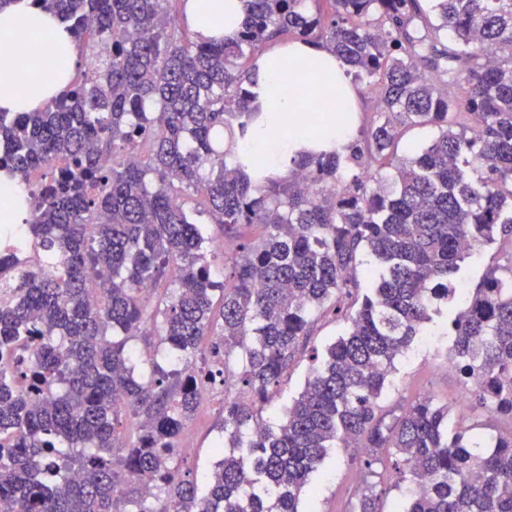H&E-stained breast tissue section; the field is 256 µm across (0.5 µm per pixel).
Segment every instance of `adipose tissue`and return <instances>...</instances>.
Instances as JSON below:
<instances>
[{
  "mask_svg": "<svg viewBox=\"0 0 512 512\" xmlns=\"http://www.w3.org/2000/svg\"><path fill=\"white\" fill-rule=\"evenodd\" d=\"M245 15L244 0H188V21L203 38H233ZM22 42L21 52H0V110L32 112L56 95L71 77L78 51L59 20L31 0H12L0 10V43ZM253 89L264 111L280 116L281 124L264 138L252 140L265 164L278 165L282 153L298 140L311 139L299 118L303 107L290 85L311 83L316 97L341 100L326 125L336 148L352 139L360 91L346 75L344 62L327 48L302 42L274 47L256 61Z\"/></svg>",
  "mask_w": 512,
  "mask_h": 512,
  "instance_id": "1",
  "label": "adipose tissue"
}]
</instances>
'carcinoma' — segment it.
<instances>
[{"mask_svg": "<svg viewBox=\"0 0 512 512\" xmlns=\"http://www.w3.org/2000/svg\"><path fill=\"white\" fill-rule=\"evenodd\" d=\"M38 2L99 65L35 112H0V168L50 169L29 194L33 255L0 254V512H304L332 448L365 449L377 478L350 512H383L393 489V512H512V431L453 432L431 396L379 404L444 301L471 400L512 416V257L472 290L452 279L469 247L512 235V0H247L232 41L183 29L180 0ZM280 36L334 51L374 121L271 168L224 138L271 126L242 60ZM416 126L438 133L397 155ZM188 191L235 239L222 283ZM362 253L384 265L366 289ZM316 313L347 327L273 428L262 405ZM147 325L168 356L144 377L129 342ZM220 368L250 398L224 400L229 448L187 479L178 437Z\"/></svg>", "mask_w": 512, "mask_h": 512, "instance_id": "carcinoma-1", "label": "carcinoma"}]
</instances>
